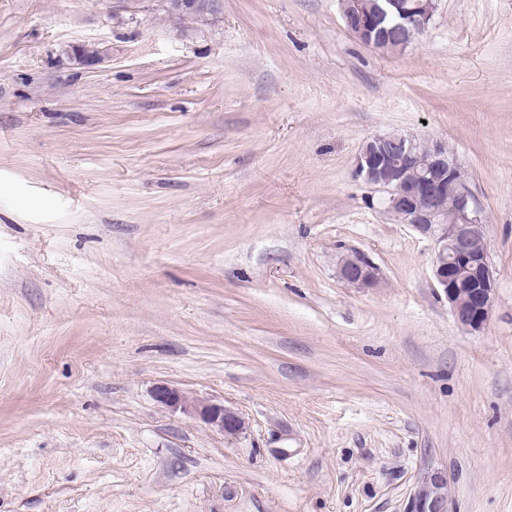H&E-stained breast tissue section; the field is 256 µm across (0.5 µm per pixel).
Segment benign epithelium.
Returning <instances> with one entry per match:
<instances>
[{
  "mask_svg": "<svg viewBox=\"0 0 512 512\" xmlns=\"http://www.w3.org/2000/svg\"><path fill=\"white\" fill-rule=\"evenodd\" d=\"M340 5L346 29L381 52L393 41L406 49L427 31L437 8L436 0H340ZM164 7L185 23L202 17L211 21L222 14L224 0H208L204 6L198 0H164ZM71 54L87 66L104 59L103 50L83 43L72 45ZM356 174L387 193V209L400 223L435 240L434 279L456 323L466 331L481 329L495 297L485 217L461 178L460 165L448 153V143L399 132L375 135L360 150ZM448 195V208L438 206ZM338 274L354 288H372L378 281L377 269L357 251L341 257ZM154 396L170 408L195 413L228 436L243 428L236 413L218 404H192L175 387L160 385ZM449 493L447 477L434 472L413 494L407 512H447Z\"/></svg>",
  "mask_w": 512,
  "mask_h": 512,
  "instance_id": "1",
  "label": "benign epithelium"
}]
</instances>
